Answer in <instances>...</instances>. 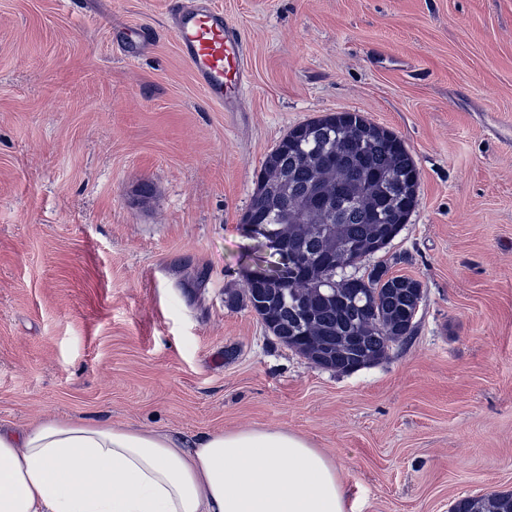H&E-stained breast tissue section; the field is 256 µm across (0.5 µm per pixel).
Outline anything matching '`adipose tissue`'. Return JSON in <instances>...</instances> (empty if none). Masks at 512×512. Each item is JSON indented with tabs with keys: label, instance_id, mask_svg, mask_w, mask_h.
I'll use <instances>...</instances> for the list:
<instances>
[{
	"label": "adipose tissue",
	"instance_id": "1",
	"mask_svg": "<svg viewBox=\"0 0 512 512\" xmlns=\"http://www.w3.org/2000/svg\"><path fill=\"white\" fill-rule=\"evenodd\" d=\"M0 512H346L335 460L294 432L180 434L68 419L0 428Z\"/></svg>",
	"mask_w": 512,
	"mask_h": 512
}]
</instances>
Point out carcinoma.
I'll list each match as a JSON object with an SVG mask.
<instances>
[{"mask_svg": "<svg viewBox=\"0 0 512 512\" xmlns=\"http://www.w3.org/2000/svg\"><path fill=\"white\" fill-rule=\"evenodd\" d=\"M420 173L395 133L361 112H333L288 130L266 157L247 211L246 224H278L309 264L324 263V245L315 225L341 227L352 244L386 248L408 223L418 203ZM387 271L372 268L359 285L342 274L315 280L300 273L288 287L249 277L244 288L226 293L229 306L259 308L258 288L281 292L279 306L260 319L265 330L299 348L311 332L335 345L360 332V357L345 349L332 356L335 371L347 373L383 359L395 342L406 343L417 328L416 290L406 276L383 280ZM451 512H512V492L457 499Z\"/></svg>", "mask_w": 512, "mask_h": 512, "instance_id": "1", "label": "carcinoma"}]
</instances>
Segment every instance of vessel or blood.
<instances>
[{
  "label": "vessel or blood",
  "instance_id": "1",
  "mask_svg": "<svg viewBox=\"0 0 512 512\" xmlns=\"http://www.w3.org/2000/svg\"><path fill=\"white\" fill-rule=\"evenodd\" d=\"M172 29L178 52L206 98L223 111H241L248 73L239 28L223 11L194 0L174 16Z\"/></svg>",
  "mask_w": 512,
  "mask_h": 512
}]
</instances>
